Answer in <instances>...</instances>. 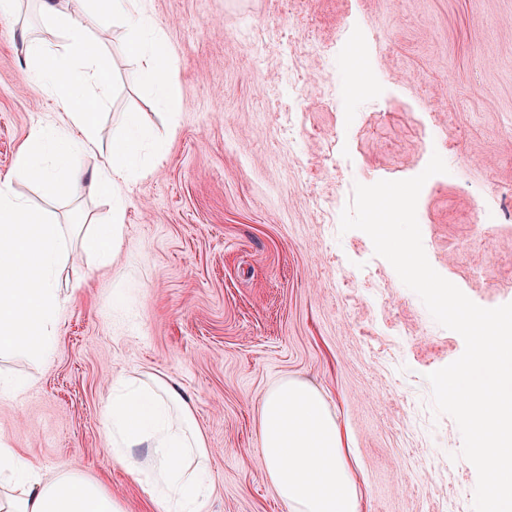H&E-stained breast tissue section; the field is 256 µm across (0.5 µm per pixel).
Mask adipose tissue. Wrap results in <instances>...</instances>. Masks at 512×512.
<instances>
[{"instance_id": "adipose-tissue-1", "label": "adipose tissue", "mask_w": 512, "mask_h": 512, "mask_svg": "<svg viewBox=\"0 0 512 512\" xmlns=\"http://www.w3.org/2000/svg\"><path fill=\"white\" fill-rule=\"evenodd\" d=\"M41 0L46 24L60 40L29 46L28 80L53 100L57 128L34 127L18 149L11 171L0 177V352L43 358L56 342L65 307L58 282L68 256L60 225L16 190L40 187L55 198L89 193L112 203L83 241L87 255L110 264L125 244L123 214L131 182L144 175V149L154 157L162 143H149L135 114H128L112 143L99 145L100 99L89 86L106 88L109 70L103 46L89 30L108 21L133 35L129 50L137 68L133 83L154 89L174 107L171 49L150 14L147 0ZM259 459L266 478L289 512H360L361 486L344 446L336 416L321 390L298 379H282L258 405ZM111 458L143 477L141 488L163 512H207L211 450L194 420V404L165 378L150 374L123 379L112 388L105 411ZM0 512H126L99 481L59 464L47 473L0 438Z\"/></svg>"}]
</instances>
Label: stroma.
<instances>
[{"label": "stroma", "instance_id": "stroma-1", "mask_svg": "<svg viewBox=\"0 0 512 512\" xmlns=\"http://www.w3.org/2000/svg\"><path fill=\"white\" fill-rule=\"evenodd\" d=\"M173 49L175 114L129 83L123 31L96 30L111 61L103 151L120 115L139 113L163 159L128 192L127 245L108 266L72 243L59 279L67 305L45 359L0 355V437L39 466L68 461L127 512H157L111 463L103 404L118 380L163 375L194 401L212 450L209 512H288L259 462L257 405L284 378L319 387L365 481L361 512H444L475 488L455 420L435 412L427 373L461 356L359 230L326 223L313 194L349 204L354 182L400 180L429 162L421 125L448 127L444 180L417 218L432 267L473 302H512V0H149ZM0 37V176L49 96L27 82V34L55 42L24 0ZM365 40L378 100L350 94L340 60ZM304 115L295 147L287 110ZM507 193L497 223L473 209ZM85 235L106 198L47 205ZM382 276L371 287L369 270ZM379 351L371 357L369 348Z\"/></svg>", "mask_w": 512, "mask_h": 512}]
</instances>
